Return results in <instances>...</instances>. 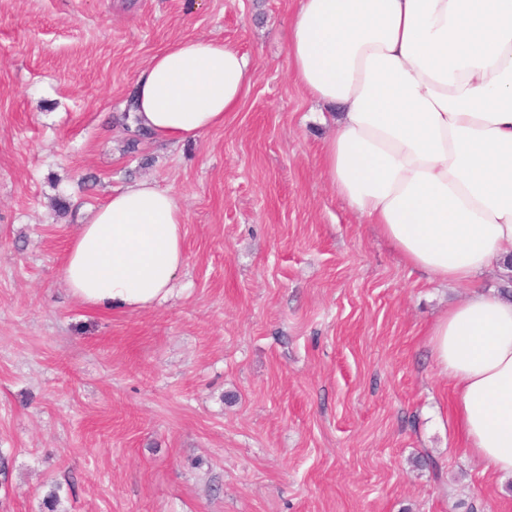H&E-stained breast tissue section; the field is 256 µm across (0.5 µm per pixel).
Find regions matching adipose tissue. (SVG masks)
Wrapping results in <instances>:
<instances>
[{
    "mask_svg": "<svg viewBox=\"0 0 512 512\" xmlns=\"http://www.w3.org/2000/svg\"><path fill=\"white\" fill-rule=\"evenodd\" d=\"M294 82L331 109L322 174L405 265L470 293L431 326L467 450L512 475V299L484 272L512 257V0H299ZM251 63L211 38L178 40L133 86L134 126L165 143L223 126ZM186 214L148 181L114 192L71 239L70 294L94 309L165 302L185 264Z\"/></svg>",
    "mask_w": 512,
    "mask_h": 512,
    "instance_id": "ef3b65f1",
    "label": "adipose tissue"
}]
</instances>
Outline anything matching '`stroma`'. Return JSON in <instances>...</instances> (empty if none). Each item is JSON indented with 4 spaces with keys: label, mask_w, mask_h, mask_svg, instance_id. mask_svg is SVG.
<instances>
[{
    "label": "stroma",
    "mask_w": 512,
    "mask_h": 512,
    "mask_svg": "<svg viewBox=\"0 0 512 512\" xmlns=\"http://www.w3.org/2000/svg\"><path fill=\"white\" fill-rule=\"evenodd\" d=\"M297 0H0V512H512L457 434L428 331L468 288L407 268L337 196L288 75ZM228 41L223 127L129 149L138 70ZM149 180L186 214L164 304L87 308L65 252Z\"/></svg>",
    "instance_id": "1"
}]
</instances>
